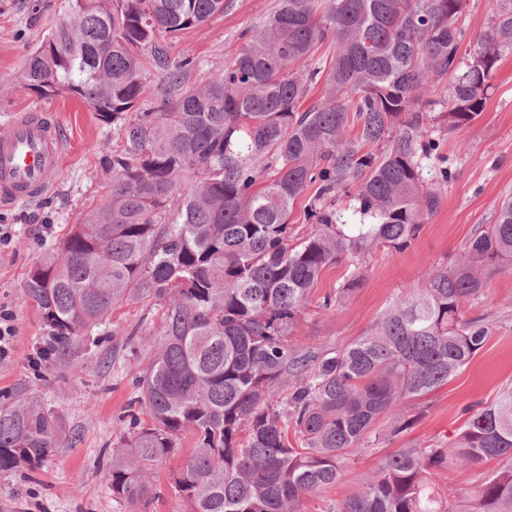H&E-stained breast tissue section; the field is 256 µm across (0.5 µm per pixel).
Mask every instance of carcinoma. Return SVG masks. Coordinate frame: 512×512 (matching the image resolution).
<instances>
[{"instance_id": "carcinoma-1", "label": "carcinoma", "mask_w": 512, "mask_h": 512, "mask_svg": "<svg viewBox=\"0 0 512 512\" xmlns=\"http://www.w3.org/2000/svg\"><path fill=\"white\" fill-rule=\"evenodd\" d=\"M19 84L80 98L117 127L112 186L21 295L59 357L131 297L161 309L163 337L119 424L112 497L142 500L179 435L195 453L174 471L187 512H304L336 485L376 425L407 429V402L463 369L490 327L464 317L492 274L512 269V198L451 267L396 297L370 332L338 350L292 340L323 271L349 274L319 307L350 299L379 246L403 249L440 207L430 182L440 142L419 108L448 79V128L472 123L501 57L512 51V0H494L477 38L460 24L469 0H280L224 72L188 86L197 62L171 59L162 33L224 14L226 0H64ZM329 45V60L317 62ZM323 84L315 104L309 88ZM159 101L129 119L155 92ZM356 129L350 135V129ZM354 205L345 214L337 193ZM314 230L295 240L291 209ZM151 423H141L138 413ZM445 444L386 455L336 512H512V386L463 407ZM60 416L33 398L0 404V471L35 468L59 445ZM501 462L460 498L435 472Z\"/></svg>"}]
</instances>
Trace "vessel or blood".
<instances>
[{
  "mask_svg": "<svg viewBox=\"0 0 512 512\" xmlns=\"http://www.w3.org/2000/svg\"><path fill=\"white\" fill-rule=\"evenodd\" d=\"M63 143L57 124L44 112H18L0 132V206L44 195L57 173Z\"/></svg>",
  "mask_w": 512,
  "mask_h": 512,
  "instance_id": "b4317fda",
  "label": "vessel or blood"
}]
</instances>
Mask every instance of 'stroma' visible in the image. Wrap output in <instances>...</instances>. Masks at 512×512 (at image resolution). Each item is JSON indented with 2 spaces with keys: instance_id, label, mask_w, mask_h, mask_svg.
Returning a JSON list of instances; mask_svg holds the SVG:
<instances>
[{
  "instance_id": "stroma-1",
  "label": "stroma",
  "mask_w": 512,
  "mask_h": 512,
  "mask_svg": "<svg viewBox=\"0 0 512 512\" xmlns=\"http://www.w3.org/2000/svg\"><path fill=\"white\" fill-rule=\"evenodd\" d=\"M30 12L21 0H0V128L12 115L31 109L50 113L63 134V157L48 194L0 210V224L12 225L14 240L0 249V305L15 314L13 355L0 363V401L35 398L62 418L60 445L37 468L0 472V512H185L171 481L173 469L194 451L183 433L174 456L154 468L149 502L115 501L108 473L118 437L115 427L137 393V383L159 340L162 325L152 300L138 299L113 310L100 327L82 331L64 358L32 366L48 329L35 308L21 298L31 268L53 250L71 225L81 223L108 193L112 154L122 142L113 126L98 121L91 107L66 95L52 98L21 88L17 77L27 50L40 43L62 13L63 0H40ZM279 0H228L222 16L166 39L171 58L198 60L188 83L198 86L223 72L238 54L243 36L260 26ZM441 142L448 180L436 181L439 209L426 219L419 238L403 250L377 248L361 288L346 303L327 311L319 300L342 282L348 265L325 269L313 302L293 332L297 342L317 348L347 346L364 335L390 301L420 288L429 270L452 265L481 225L491 223L512 194V53L497 64L479 119L455 131L431 130ZM467 317L491 327L485 347L448 383L412 409L413 422L400 435L372 444L350 463L336 486L310 496L305 512H329L355 493L380 460L400 448L447 441L463 425V406L491 402L512 386V269L494 274L485 294L466 304Z\"/></svg>"
}]
</instances>
